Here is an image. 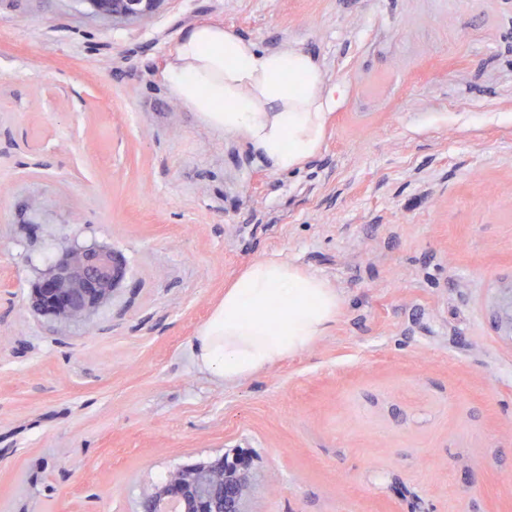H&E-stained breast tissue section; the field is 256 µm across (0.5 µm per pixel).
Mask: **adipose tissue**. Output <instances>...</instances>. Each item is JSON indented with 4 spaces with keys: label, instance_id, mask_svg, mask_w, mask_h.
<instances>
[{
    "label": "adipose tissue",
    "instance_id": "adipose-tissue-1",
    "mask_svg": "<svg viewBox=\"0 0 512 512\" xmlns=\"http://www.w3.org/2000/svg\"><path fill=\"white\" fill-rule=\"evenodd\" d=\"M162 77L212 129L241 136L272 167L287 171L320 148L331 97L305 51L263 52L217 21L196 24L170 50ZM340 299L319 276L276 258L247 264L198 330V368L239 384L306 349L335 323Z\"/></svg>",
    "mask_w": 512,
    "mask_h": 512
}]
</instances>
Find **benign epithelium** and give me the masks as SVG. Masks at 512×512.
Listing matches in <instances>:
<instances>
[{
    "instance_id": "benign-epithelium-1",
    "label": "benign epithelium",
    "mask_w": 512,
    "mask_h": 512,
    "mask_svg": "<svg viewBox=\"0 0 512 512\" xmlns=\"http://www.w3.org/2000/svg\"><path fill=\"white\" fill-rule=\"evenodd\" d=\"M91 18L127 24L155 15L169 0H76ZM124 277L106 246L61 248L31 288L30 302L65 324H86L112 299ZM255 465L240 450L177 467L142 496L139 512H251Z\"/></svg>"
}]
</instances>
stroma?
<instances>
[{
	"label": "stroma",
	"mask_w": 512,
	"mask_h": 512,
	"mask_svg": "<svg viewBox=\"0 0 512 512\" xmlns=\"http://www.w3.org/2000/svg\"><path fill=\"white\" fill-rule=\"evenodd\" d=\"M0 0V512H133L232 449L252 512H512V0H172L133 25ZM202 20L301 49L336 104L273 169L161 78ZM123 260L86 325L27 297L63 245ZM336 323L229 385L191 344L248 263Z\"/></svg>",
	"instance_id": "35a3bbf8"
}]
</instances>
